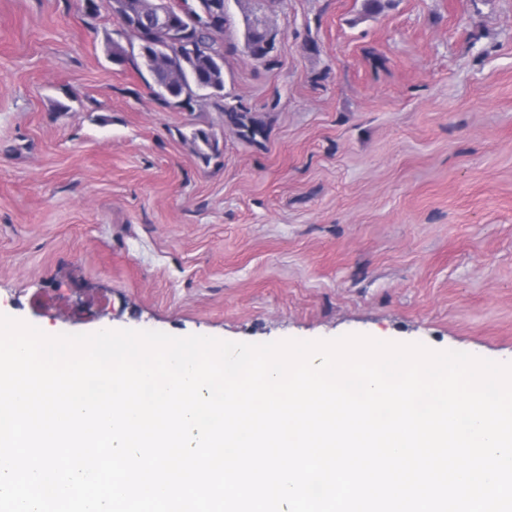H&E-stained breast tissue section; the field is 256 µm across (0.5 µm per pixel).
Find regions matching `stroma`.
I'll use <instances>...</instances> for the list:
<instances>
[{
    "label": "stroma",
    "mask_w": 512,
    "mask_h": 512,
    "mask_svg": "<svg viewBox=\"0 0 512 512\" xmlns=\"http://www.w3.org/2000/svg\"><path fill=\"white\" fill-rule=\"evenodd\" d=\"M250 8L224 98L258 145L113 64L115 17L0 0V314L512 360V0H268L270 59L245 49ZM210 103L223 114L224 123L235 129L242 139L253 144H261V140H266L267 127L240 106L225 103L224 94L215 97Z\"/></svg>",
    "instance_id": "obj_1"
}]
</instances>
